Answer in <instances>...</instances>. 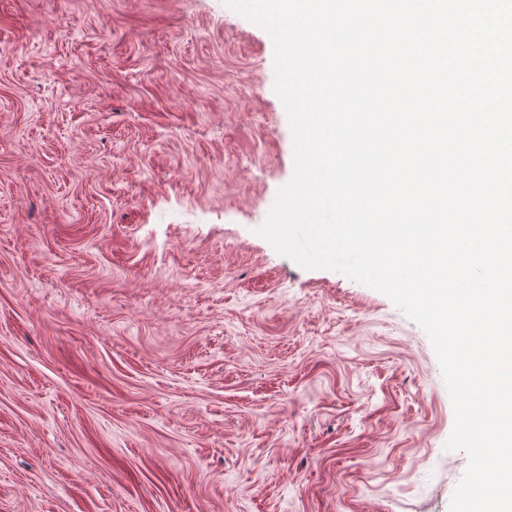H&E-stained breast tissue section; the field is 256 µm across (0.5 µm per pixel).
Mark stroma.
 Returning a JSON list of instances; mask_svg holds the SVG:
<instances>
[{
	"mask_svg": "<svg viewBox=\"0 0 512 512\" xmlns=\"http://www.w3.org/2000/svg\"><path fill=\"white\" fill-rule=\"evenodd\" d=\"M292 174L222 0H0V512H448L423 330L255 233Z\"/></svg>",
	"mask_w": 512,
	"mask_h": 512,
	"instance_id": "stroma-1",
	"label": "stroma"
}]
</instances>
